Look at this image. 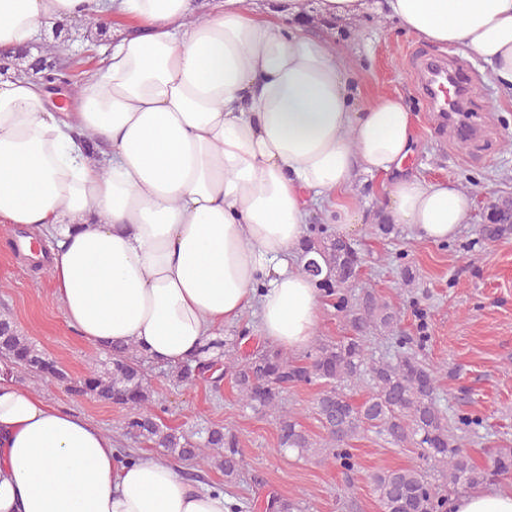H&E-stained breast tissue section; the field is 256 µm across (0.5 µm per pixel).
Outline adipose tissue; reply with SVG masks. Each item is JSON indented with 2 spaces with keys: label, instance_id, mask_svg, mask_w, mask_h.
I'll use <instances>...</instances> for the list:
<instances>
[{
  "label": "adipose tissue",
  "instance_id": "1",
  "mask_svg": "<svg viewBox=\"0 0 512 512\" xmlns=\"http://www.w3.org/2000/svg\"><path fill=\"white\" fill-rule=\"evenodd\" d=\"M283 19L222 0H0V50L49 22L92 17L112 50L57 108L27 75L0 80V223L51 241L54 295L90 346L132 342L155 364L194 363L225 324L257 309L265 342L299 353L320 293L300 256L313 208L338 234L348 199L382 177L383 218L442 242L472 198L448 179L407 173L417 145L402 96L365 102L345 54ZM428 43L484 62L512 94V0H385ZM0 512H228L145 454L120 459L85 417L17 384L0 366Z\"/></svg>",
  "mask_w": 512,
  "mask_h": 512
}]
</instances>
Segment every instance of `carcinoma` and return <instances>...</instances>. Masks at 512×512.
I'll use <instances>...</instances> for the list:
<instances>
[{"label": "carcinoma", "mask_w": 512, "mask_h": 512, "mask_svg": "<svg viewBox=\"0 0 512 512\" xmlns=\"http://www.w3.org/2000/svg\"><path fill=\"white\" fill-rule=\"evenodd\" d=\"M60 49L59 44L46 45L44 68L70 76L77 59L61 61ZM478 234L487 242L512 235L511 197L498 199L484 216ZM303 258V271L326 296L335 298L337 311L344 314L355 335L320 342L298 361L274 347L242 358L236 351L238 339L218 340L214 345L222 349L221 356L179 367L174 374L176 382L193 385L204 373L224 369L243 407L278 413L279 449L303 457L323 454L346 469L353 468L352 442L366 432L383 436L398 447L420 448L431 469L410 466L379 472L372 478L373 492L381 512H442L448 486L474 485L488 477L460 448L455 435L457 430L483 425V419L458 412L454 425H449L435 386L438 368L426 366L415 354L404 352L380 360L369 356L362 333L369 329L391 331L397 326V316L371 294L359 303L350 302L349 290L356 286L362 266L353 242L320 227L317 236L304 243ZM0 357L19 373L67 384L77 396L91 395L128 407L125 433L150 448L162 449L167 458L218 468L227 482L236 479L243 468V449L233 431L211 427L204 441L197 442L153 413V388L144 368L147 357L131 343L112 346L85 376L71 379L10 319L0 317ZM314 381L325 386L317 401L318 421L326 433L322 448L294 414L280 410L282 394L289 385ZM365 381L371 392L363 401L353 402L344 389ZM491 473H512V448L495 452ZM263 508L267 512H302L300 502L274 495L266 498Z\"/></svg>", "instance_id": "obj_1"}]
</instances>
